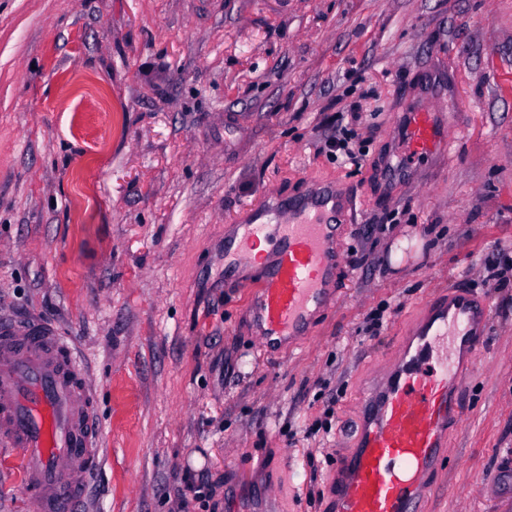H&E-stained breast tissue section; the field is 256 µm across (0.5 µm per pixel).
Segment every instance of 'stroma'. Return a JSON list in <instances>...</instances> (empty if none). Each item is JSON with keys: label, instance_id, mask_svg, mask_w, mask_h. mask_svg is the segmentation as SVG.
<instances>
[{"label": "stroma", "instance_id": "obj_1", "mask_svg": "<svg viewBox=\"0 0 512 512\" xmlns=\"http://www.w3.org/2000/svg\"><path fill=\"white\" fill-rule=\"evenodd\" d=\"M423 84L454 148L388 179ZM351 107L352 161L322 149ZM315 181L354 192L344 267L266 353L224 242ZM452 287L490 322L428 512H512V0H0V319L98 393L85 512H331L366 386Z\"/></svg>", "mask_w": 512, "mask_h": 512}]
</instances>
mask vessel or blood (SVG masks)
I'll return each mask as SVG.
<instances>
[{
  "mask_svg": "<svg viewBox=\"0 0 512 512\" xmlns=\"http://www.w3.org/2000/svg\"><path fill=\"white\" fill-rule=\"evenodd\" d=\"M396 143V176L453 145L438 112L424 107L404 113ZM350 201L333 185L297 201L267 200L225 247L231 277L254 245H270L251 300L262 348L307 335L326 306L343 261L337 217ZM488 321L486 300L466 289L428 302L415 350L395 355L372 382L355 443L336 455L334 512H424L448 455V425L462 418L467 376L456 358L483 344ZM99 443L95 391L72 341L38 320L0 321V467L15 474L35 512H80Z\"/></svg>",
  "mask_w": 512,
  "mask_h": 512,
  "instance_id": "vessel-or-blood-1",
  "label": "vessel or blood"
}]
</instances>
